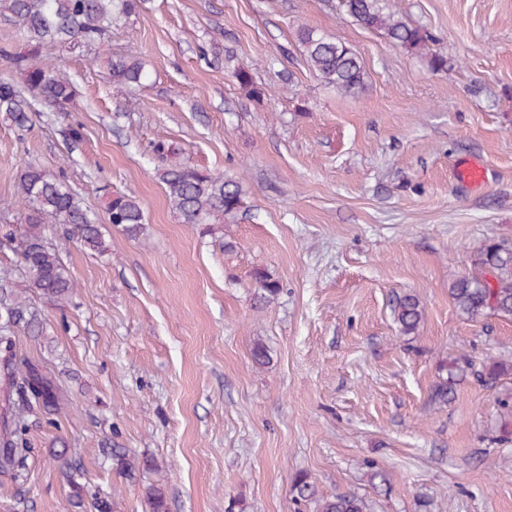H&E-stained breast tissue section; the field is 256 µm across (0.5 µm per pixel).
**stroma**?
<instances>
[{
    "label": "stroma",
    "instance_id": "obj_1",
    "mask_svg": "<svg viewBox=\"0 0 512 512\" xmlns=\"http://www.w3.org/2000/svg\"><path fill=\"white\" fill-rule=\"evenodd\" d=\"M384 2L432 34L446 69L360 27L340 0H148L109 43L142 55L144 87L117 90L87 49L60 50L66 111L35 105L23 135L0 120V225L18 224L32 163L65 171L107 245L50 231L76 283L60 308L26 288L0 236V278L37 315L0 316V454L29 448L19 476L0 472V512H95L97 498L149 512L152 487L169 512H312L293 500L299 472L372 512H512L494 394L469 376L448 403L431 400L443 359L512 358V322L464 320L448 293L476 248L512 239V0ZM302 24L358 53L361 94L309 69ZM160 141L237 177L245 211L211 234L181 223L156 174ZM474 159L485 182L468 187L455 171ZM105 185L137 197L146 235L109 224ZM259 272L281 288L265 305ZM409 293L423 319L405 336L392 306ZM24 359L56 377L67 407L16 420ZM116 448L154 464L127 477Z\"/></svg>",
    "mask_w": 512,
    "mask_h": 512
}]
</instances>
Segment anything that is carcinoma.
I'll list each match as a JSON object with an SVG mask.
<instances>
[{
    "instance_id": "obj_1",
    "label": "carcinoma",
    "mask_w": 512,
    "mask_h": 512,
    "mask_svg": "<svg viewBox=\"0 0 512 512\" xmlns=\"http://www.w3.org/2000/svg\"><path fill=\"white\" fill-rule=\"evenodd\" d=\"M144 0H0V15L23 36L25 50L12 52L0 48V59L12 69L0 76V113L20 131L30 126L36 103L61 112L75 97V87L54 61L41 59L42 49L56 45L64 50L100 45L112 37V30L128 25ZM344 13L359 26L376 31L391 43L424 54L431 35L413 26L382 6V0H341ZM296 38L303 48L308 67L328 87L345 96H355L366 86V70L360 57L345 43L301 25ZM94 65L107 70L112 85L132 90L149 79L145 61L137 55L103 56L93 53ZM240 87L252 97L265 95L253 75L241 68L233 71ZM154 152L165 165L158 175L165 185L171 208L184 224L205 226L208 232L226 220H233L244 207L245 191L234 177L175 159V148L158 143ZM18 192L24 200L21 231L5 230L13 244L28 287L48 300L63 305L74 293V282L58 247L46 237V227L63 229V239H75L91 251H106L104 235L95 218L71 192L63 172L51 173L38 165L27 164L21 171ZM108 221L130 237L146 233L144 211L132 195L106 192ZM491 281H486V278ZM256 299L268 303L280 291L279 283L263 274L255 275ZM449 296L467 321L477 322L489 315L512 320V241L493 240L481 245L470 256L469 271L457 277ZM394 320L405 335L417 333L422 309L411 294L400 297L393 309ZM444 375L431 389L433 401L448 402L457 382L471 373L487 389L497 393L495 403L500 416V440L512 436V359L487 357L480 363L462 354L442 362ZM22 408L33 405L60 408L65 400L61 389L36 364L21 361L14 377ZM26 442L11 443L3 457V467H15L27 458ZM115 464L128 474L149 467L151 460L128 459L120 449L112 450ZM294 501L312 504L314 512H371L368 501L355 493L318 495L310 476L299 472L293 479ZM150 512H168L165 493L152 488L147 493Z\"/></svg>"
}]
</instances>
